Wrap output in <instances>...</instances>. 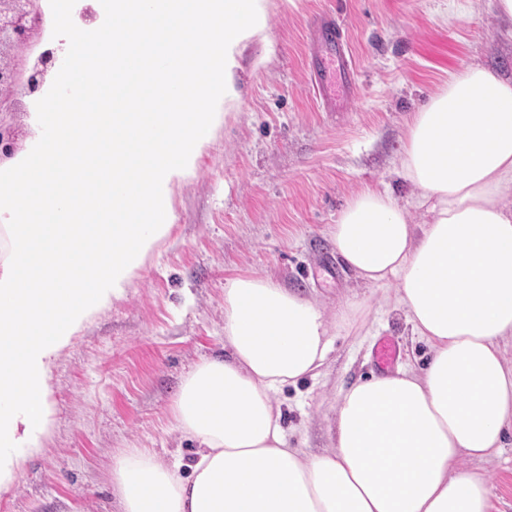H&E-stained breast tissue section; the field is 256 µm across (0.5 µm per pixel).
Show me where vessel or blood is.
I'll use <instances>...</instances> for the list:
<instances>
[{"label":"vessel or blood","mask_w":512,"mask_h":512,"mask_svg":"<svg viewBox=\"0 0 512 512\" xmlns=\"http://www.w3.org/2000/svg\"><path fill=\"white\" fill-rule=\"evenodd\" d=\"M309 41L312 47L309 69L311 87L321 107L335 111L338 101L348 99L354 92L358 71L345 48L344 29L336 19L323 17L314 22ZM399 348L389 338L380 339L374 361L378 369L391 368Z\"/></svg>","instance_id":"b4317fda"}]
</instances>
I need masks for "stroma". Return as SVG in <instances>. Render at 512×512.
Segmentation results:
<instances>
[{
	"label": "stroma",
	"mask_w": 512,
	"mask_h": 512,
	"mask_svg": "<svg viewBox=\"0 0 512 512\" xmlns=\"http://www.w3.org/2000/svg\"><path fill=\"white\" fill-rule=\"evenodd\" d=\"M42 31L18 51L28 68L53 34L49 0H37ZM319 14L345 27L358 69L355 96L322 111L309 87L308 27ZM493 0H269L268 28L242 60L240 99L216 129L194 176L172 199L174 227L126 294L98 313L58 357L49 379L52 420L41 448L0 487V512H120L112 463L135 448L183 464L197 446L177 430L172 405L201 358L224 351V280L253 273L324 304L363 302L354 331L332 328L319 374L277 397L290 447L319 455L334 441L339 392L374 373L380 337L417 370L430 351L393 298L359 285L347 266L331 269L329 238L339 211L361 188H410L396 171L412 112L448 77L473 63L512 71V37ZM18 85L7 117L20 152L28 119L48 92ZM492 486L489 512H512V435L480 461Z\"/></svg>",
	"instance_id": "obj_1"
}]
</instances>
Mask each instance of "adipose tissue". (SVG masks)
<instances>
[{
    "label": "adipose tissue",
    "mask_w": 512,
    "mask_h": 512,
    "mask_svg": "<svg viewBox=\"0 0 512 512\" xmlns=\"http://www.w3.org/2000/svg\"><path fill=\"white\" fill-rule=\"evenodd\" d=\"M410 205L377 186L330 228L362 286L395 302L430 349L420 371L341 391L331 451L288 447L274 397L314 376L332 324L320 305L258 274L224 282V348L199 361L172 405L199 446L189 475L150 450L120 456L121 512H489L482 460L512 433V79L471 64L413 112L399 154ZM423 210L411 223L410 208Z\"/></svg>",
    "instance_id": "adipose-tissue-1"
}]
</instances>
